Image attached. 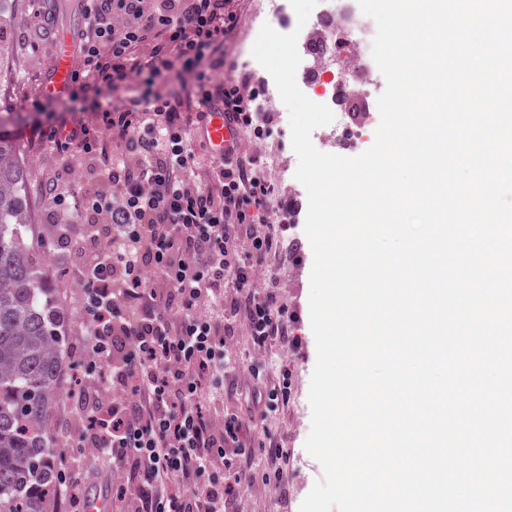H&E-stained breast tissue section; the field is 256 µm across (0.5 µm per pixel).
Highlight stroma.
<instances>
[{
	"instance_id": "obj_1",
	"label": "stroma",
	"mask_w": 512,
	"mask_h": 512,
	"mask_svg": "<svg viewBox=\"0 0 512 512\" xmlns=\"http://www.w3.org/2000/svg\"><path fill=\"white\" fill-rule=\"evenodd\" d=\"M258 4L259 0H233L241 19L238 27L224 37V67L217 73V80L245 75V63L252 55L253 46L245 34L253 25ZM83 26L77 0H0V41L7 47L6 53L0 55V113L9 111L14 116L8 129L24 172L28 207L23 221L30 226L27 252L32 256L39 255L43 248L40 227L46 222V203L40 188L60 165L65 152L50 141L30 137L24 127L31 123L33 104L38 100L56 115H67V96L45 97L40 90L48 72L56 31L77 34ZM353 81L364 85L365 90L347 101L335 135L323 141L324 152L356 156L374 143L380 122L376 100L386 86L385 78L370 60L357 66ZM274 199L295 222L285 230L277 225L270 228L257 225L258 233L276 234L279 246L275 254L256 267L253 283L260 293L275 288L294 320L288 325V340L259 345L249 338L244 317H236L229 349L237 364L235 372L224 382V406L228 409L239 406L240 394L250 388L252 371L258 367L264 368L271 380L287 378L288 396L267 419L249 424L247 434L252 440V454L244 466L253 481L234 503V512H299L302 500L323 477L320 464L304 447L311 428L308 393L316 362L308 307L313 256L302 227L307 193L303 186L285 182L277 184ZM43 275L48 286L55 288L58 305L69 313L66 334L70 343H77L83 334V325L77 317L81 292L56 267L44 268ZM270 441L283 451L278 465L284 470V478L275 490L265 483L271 465L266 450Z\"/></svg>"
}]
</instances>
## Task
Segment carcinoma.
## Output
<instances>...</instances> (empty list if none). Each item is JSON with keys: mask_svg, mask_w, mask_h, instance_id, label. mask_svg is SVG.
I'll return each instance as SVG.
<instances>
[{"mask_svg": "<svg viewBox=\"0 0 512 512\" xmlns=\"http://www.w3.org/2000/svg\"><path fill=\"white\" fill-rule=\"evenodd\" d=\"M11 119L0 115V512H43L69 463L47 420L64 368L76 388L81 368L65 361L69 316L27 256L20 223L27 196L6 129Z\"/></svg>", "mask_w": 512, "mask_h": 512, "instance_id": "carcinoma-1", "label": "carcinoma"}]
</instances>
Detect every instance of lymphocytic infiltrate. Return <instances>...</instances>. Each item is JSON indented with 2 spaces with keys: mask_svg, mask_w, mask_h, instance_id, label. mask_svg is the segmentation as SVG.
Masks as SVG:
<instances>
[{
  "mask_svg": "<svg viewBox=\"0 0 512 512\" xmlns=\"http://www.w3.org/2000/svg\"><path fill=\"white\" fill-rule=\"evenodd\" d=\"M85 29L72 75L71 117L36 126L68 155L44 190L55 263L82 290L84 333L74 347L88 366L69 437L70 465L54 497L83 512L87 457L121 481L120 512H230L252 478L235 466L248 456L243 420L203 390L224 388L231 328L211 308L227 287L248 289L273 248L255 225L274 222V186L258 159L237 148L217 161L211 185L188 184L193 139L183 105L217 100L252 138L270 134L262 86L215 83L224 36L239 22L227 0H81ZM167 73V93L111 103L129 75L147 82ZM100 121L86 122L83 111ZM116 134L106 152L102 130ZM88 178L68 191L73 166ZM252 338L288 332L286 308L272 292L248 294Z\"/></svg>",
  "mask_w": 512,
  "mask_h": 512,
  "instance_id": "1",
  "label": "lymphocytic infiltrate"
}]
</instances>
